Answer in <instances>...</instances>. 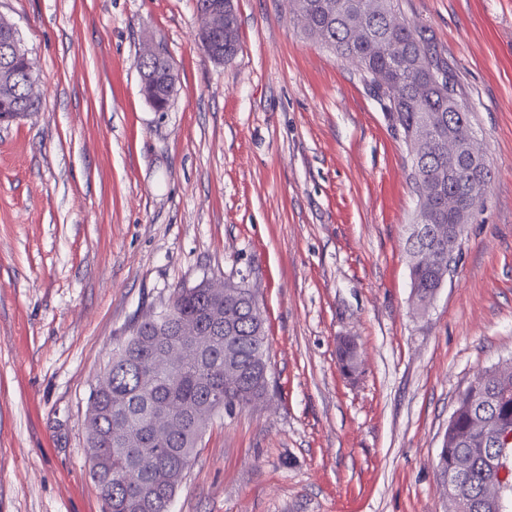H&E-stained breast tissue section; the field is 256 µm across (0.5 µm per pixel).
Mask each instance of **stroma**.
Masks as SVG:
<instances>
[{"instance_id": "obj_1", "label": "stroma", "mask_w": 512, "mask_h": 512, "mask_svg": "<svg viewBox=\"0 0 512 512\" xmlns=\"http://www.w3.org/2000/svg\"><path fill=\"white\" fill-rule=\"evenodd\" d=\"M399 3L493 170L422 313L407 148L288 0H233L229 63L204 55L194 0H0L41 95L0 124V512H104L90 390L135 321L206 278L255 291L269 388L208 424L171 512H448L456 398L512 360V0ZM149 40L175 72L165 112L141 92ZM337 358L345 373L354 374L358 369L359 359L357 343L349 337L341 338L337 345Z\"/></svg>"}]
</instances>
